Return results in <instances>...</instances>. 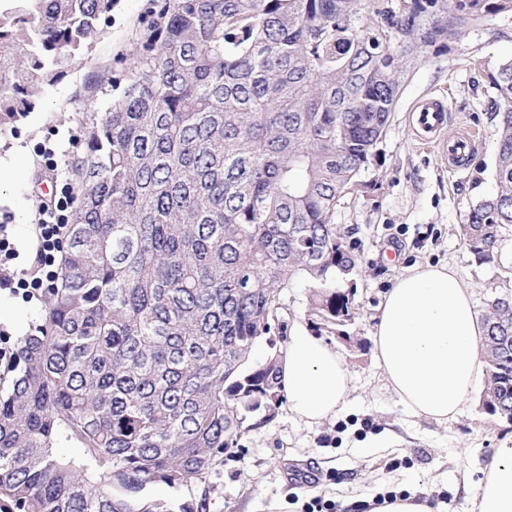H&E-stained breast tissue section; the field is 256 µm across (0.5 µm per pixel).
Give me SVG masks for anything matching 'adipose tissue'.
<instances>
[{
	"mask_svg": "<svg viewBox=\"0 0 512 512\" xmlns=\"http://www.w3.org/2000/svg\"><path fill=\"white\" fill-rule=\"evenodd\" d=\"M374 359L410 414L448 423L484 374L483 331L469 291L451 265H422L398 276L379 306ZM288 411L309 425L336 417L352 377L343 354L296 321L280 368ZM474 512H512V446L493 450Z\"/></svg>",
	"mask_w": 512,
	"mask_h": 512,
	"instance_id": "adipose-tissue-1",
	"label": "adipose tissue"
}]
</instances>
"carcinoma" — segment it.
<instances>
[{
    "mask_svg": "<svg viewBox=\"0 0 512 512\" xmlns=\"http://www.w3.org/2000/svg\"><path fill=\"white\" fill-rule=\"evenodd\" d=\"M121 95L76 112L84 184L55 287L0 381V512H172L147 485L206 481L286 402L281 297L351 340L360 254L335 224L424 47L512 0H151ZM117 0H0V130L89 53ZM496 192L460 236L512 227V61L494 81ZM482 406L512 421V289L481 315ZM265 340L268 354L251 361ZM78 445V460L54 446Z\"/></svg>",
    "mask_w": 512,
    "mask_h": 512,
    "instance_id": "carcinoma-1",
    "label": "carcinoma"
}]
</instances>
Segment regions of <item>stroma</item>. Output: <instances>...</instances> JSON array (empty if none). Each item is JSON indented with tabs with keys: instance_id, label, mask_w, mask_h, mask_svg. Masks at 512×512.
<instances>
[{
	"instance_id": "obj_1",
	"label": "stroma",
	"mask_w": 512,
	"mask_h": 512,
	"mask_svg": "<svg viewBox=\"0 0 512 512\" xmlns=\"http://www.w3.org/2000/svg\"><path fill=\"white\" fill-rule=\"evenodd\" d=\"M150 6L151 0H120L89 55L40 93L36 108L15 130L0 132V160H23L19 174L0 182V225L19 252L13 267L28 265L40 205L73 184L71 167L84 151L73 111L101 112L109 101L101 93L86 94L85 85L94 76L124 71L132 34L148 21ZM510 59L512 14L423 48L403 81L377 156L361 175L364 188L336 208L333 222L363 262L357 281L360 315L347 328L350 341L338 343L353 376L345 413L307 425L280 410L245 438L242 455L225 460L207 482L151 484L144 497L176 505L205 497L210 512H306L310 498L320 495L338 512H359L362 502L405 490L438 504L441 512H472L482 468L494 448L512 440V421L488 414L477 392L448 425L410 415L377 367L370 338L383 296L403 268L450 264L479 311L492 292L504 290L502 270L512 268V228L499 263L492 265L475 260L459 226L496 189L493 79ZM441 92L453 129L472 124L482 131L461 170L449 169L437 150L420 148L409 124L412 106ZM50 158L56 171L45 166Z\"/></svg>"
}]
</instances>
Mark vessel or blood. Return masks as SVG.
I'll use <instances>...</instances> for the list:
<instances>
[{"instance_id":"vessel-or-blood-1","label":"vessel or blood","mask_w":512,"mask_h":512,"mask_svg":"<svg viewBox=\"0 0 512 512\" xmlns=\"http://www.w3.org/2000/svg\"><path fill=\"white\" fill-rule=\"evenodd\" d=\"M412 129L419 145L438 149L447 157L451 168L463 167L473 152L475 129L448 134V104L444 96L431 95L413 107Z\"/></svg>"}]
</instances>
